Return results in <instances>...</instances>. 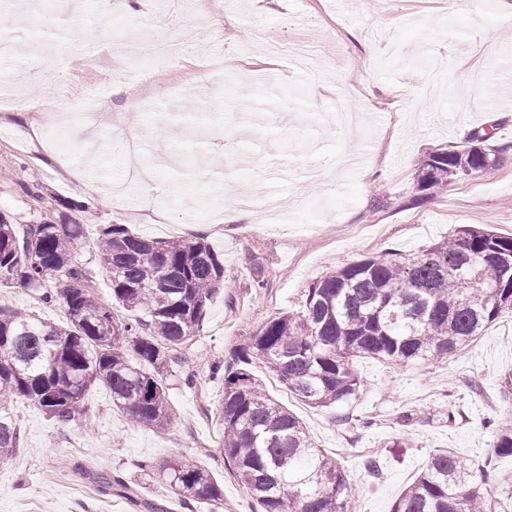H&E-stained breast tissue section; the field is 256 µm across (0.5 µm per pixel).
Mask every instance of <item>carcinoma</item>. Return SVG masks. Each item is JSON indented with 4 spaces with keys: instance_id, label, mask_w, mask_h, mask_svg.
Returning a JSON list of instances; mask_svg holds the SVG:
<instances>
[{
    "instance_id": "obj_1",
    "label": "carcinoma",
    "mask_w": 512,
    "mask_h": 512,
    "mask_svg": "<svg viewBox=\"0 0 512 512\" xmlns=\"http://www.w3.org/2000/svg\"><path fill=\"white\" fill-rule=\"evenodd\" d=\"M476 130L469 144L438 148L418 169L430 191L496 164ZM80 224L42 222L18 231L0 213V287L20 284L58 303L67 322L38 321L0 306V462L18 448L5 404L24 399L67 423L86 415V392L101 384L112 405L144 426L171 423L163 372L191 340L213 293L224 286V259L202 241L148 240L110 224L98 243L119 317L96 297L72 260ZM512 312V237L467 226L418 253L389 251L339 266L311 283L299 310L265 323L224 361L219 418L224 461L260 512H354V489L302 421L271 398L253 372L260 365L301 401L328 408L356 399L355 362L425 364L473 344ZM494 453L512 457V425L496 431ZM183 502L223 509L211 474L185 456L146 465ZM491 463L439 449L395 501L392 512H512V479L491 497Z\"/></svg>"
}]
</instances>
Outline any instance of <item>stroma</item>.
<instances>
[{
	"instance_id": "stroma-1",
	"label": "stroma",
	"mask_w": 512,
	"mask_h": 512,
	"mask_svg": "<svg viewBox=\"0 0 512 512\" xmlns=\"http://www.w3.org/2000/svg\"><path fill=\"white\" fill-rule=\"evenodd\" d=\"M511 0H138L111 13L78 0H56L34 31L18 0H0V27L15 43L0 56V74L25 77L20 95L40 92L31 63L36 38L71 39L66 54L40 62L54 99L92 88L123 123L102 119L87 156L74 131L81 118L33 113L44 149L17 138L12 107H0V211L25 226L58 221L63 204L80 200L79 172H91L104 194L70 219L82 224L73 259L91 275L99 298H112L96 250L104 227L161 240H200L224 260V286L202 326L165 374L174 411L164 430L132 422L93 386L88 416L67 424L36 406L9 409L20 433L11 462L0 467V512H210L187 506L140 460L192 457L224 491V512H255L256 504L224 465L217 417L224 386L214 374L242 341L266 322L299 308L305 289L328 270L385 251L415 253L474 225L512 236ZM180 61L153 60L155 43L178 40ZM271 42L307 54H271ZM318 101H311L312 87ZM493 131L497 163L430 194L416 187L419 160L461 146L459 126ZM139 140L160 155L152 167L159 190L145 202L118 143ZM36 181L37 196L22 190ZM279 197V214L257 212L248 224H225L237 190ZM122 206L113 209L111 196ZM264 287H257L256 277ZM0 301L31 317L65 323L62 306L39 292L0 288ZM363 385L348 404L315 409L293 398L265 371L267 392L304 423L309 435L344 467L355 512H391L401 492L439 448L484 462L496 422L512 421V397L501 379L512 372V315L492 323L451 358L390 365L356 363ZM377 458L379 472L364 468ZM123 474L134 496L102 493L97 476Z\"/></svg>"
}]
</instances>
